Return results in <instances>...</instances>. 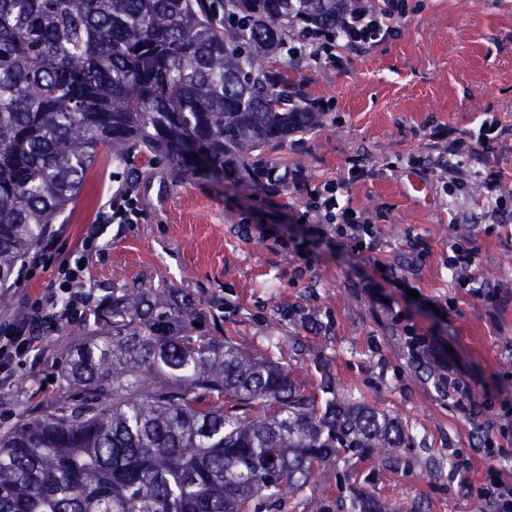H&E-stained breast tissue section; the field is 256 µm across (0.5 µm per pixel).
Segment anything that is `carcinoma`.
<instances>
[{"mask_svg": "<svg viewBox=\"0 0 512 512\" xmlns=\"http://www.w3.org/2000/svg\"><path fill=\"white\" fill-rule=\"evenodd\" d=\"M364 0H0V289L79 195L101 151L175 178L203 163L269 189L267 151L324 119L288 43ZM67 355L72 397L0 427V512H271L340 451L403 425L197 331L194 299L125 284ZM352 512H387L366 497Z\"/></svg>", "mask_w": 512, "mask_h": 512, "instance_id": "carcinoma-1", "label": "carcinoma"}]
</instances>
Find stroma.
<instances>
[{"mask_svg":"<svg viewBox=\"0 0 512 512\" xmlns=\"http://www.w3.org/2000/svg\"><path fill=\"white\" fill-rule=\"evenodd\" d=\"M399 10L394 36L348 51L344 69H289L326 119L270 154L310 183L347 181L353 207L381 229L373 257L308 234L295 184L262 192L221 174L158 169L134 190L137 223L104 225L77 285L97 300L126 283L189 293L203 333L280 361L314 394L330 388L404 425L410 447L341 454L274 512L317 502L334 512L359 491L391 512H469L483 484H512V222L492 224L482 186L494 171L512 191V0H401ZM489 117L501 137L482 155L449 156ZM447 156L452 167L437 168ZM123 185L117 167L97 162L53 227L55 261L25 266L1 319L58 288L59 260ZM467 233L478 237L474 275L496 302L450 278L448 247ZM379 261L399 281L382 277ZM87 323L48 333L36 365L15 368L0 386V425L71 395L60 366ZM414 334L433 340L440 360H418ZM467 396L476 414L460 410Z\"/></svg>","mask_w":512,"mask_h":512,"instance_id":"stroma-1","label":"stroma"}]
</instances>
